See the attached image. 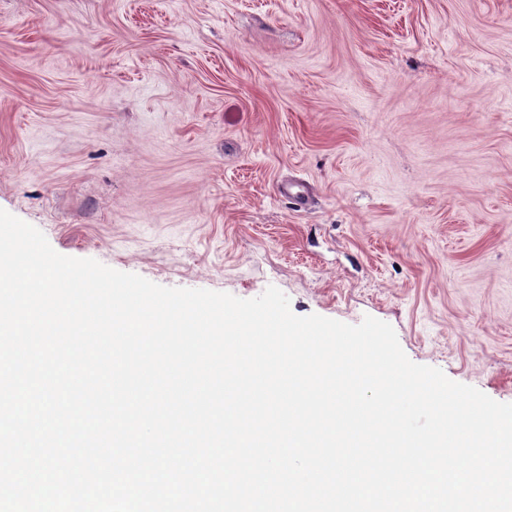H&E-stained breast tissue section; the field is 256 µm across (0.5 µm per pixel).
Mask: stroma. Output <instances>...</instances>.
I'll list each match as a JSON object with an SVG mask.
<instances>
[{"instance_id":"35a3bbf8","label":"stroma","mask_w":512,"mask_h":512,"mask_svg":"<svg viewBox=\"0 0 512 512\" xmlns=\"http://www.w3.org/2000/svg\"><path fill=\"white\" fill-rule=\"evenodd\" d=\"M0 209L512 403V0H0Z\"/></svg>"}]
</instances>
